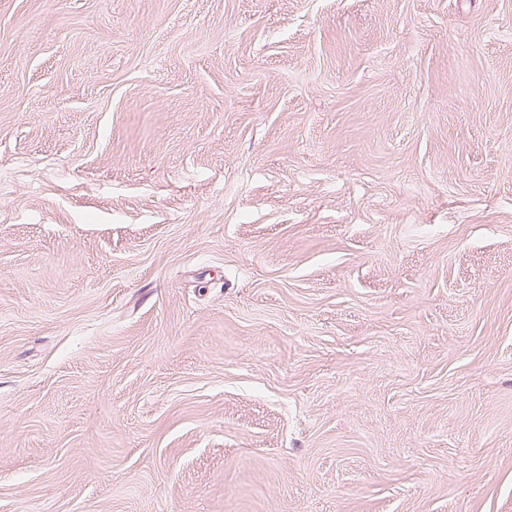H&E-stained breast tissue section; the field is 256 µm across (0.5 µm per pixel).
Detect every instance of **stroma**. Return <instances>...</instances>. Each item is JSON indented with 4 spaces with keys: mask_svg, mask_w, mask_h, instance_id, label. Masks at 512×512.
Listing matches in <instances>:
<instances>
[{
    "mask_svg": "<svg viewBox=\"0 0 512 512\" xmlns=\"http://www.w3.org/2000/svg\"><path fill=\"white\" fill-rule=\"evenodd\" d=\"M512 512V0H0V512Z\"/></svg>",
    "mask_w": 512,
    "mask_h": 512,
    "instance_id": "obj_1",
    "label": "stroma"
}]
</instances>
